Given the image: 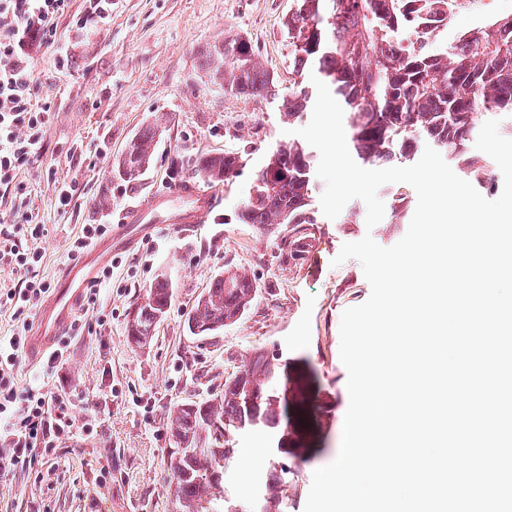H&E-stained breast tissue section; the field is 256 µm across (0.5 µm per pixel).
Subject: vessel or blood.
<instances>
[{
    "label": "vessel or blood",
    "instance_id": "vessel-or-blood-1",
    "mask_svg": "<svg viewBox=\"0 0 512 512\" xmlns=\"http://www.w3.org/2000/svg\"><path fill=\"white\" fill-rule=\"evenodd\" d=\"M179 199L190 200V207H176ZM220 202L218 193L187 183L166 195H151L128 206L118 224L113 225L111 235L96 242L76 265L66 269L53 294L41 304L35 329L27 341L30 360H40L60 336L69 332L81 309L85 290L96 279L104 258L112 252L131 249L140 237L150 234L154 229L153 213L164 212L166 222L181 226L189 234Z\"/></svg>",
    "mask_w": 512,
    "mask_h": 512
}]
</instances>
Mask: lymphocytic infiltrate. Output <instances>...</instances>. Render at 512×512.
I'll use <instances>...</instances> for the list:
<instances>
[{
    "mask_svg": "<svg viewBox=\"0 0 512 512\" xmlns=\"http://www.w3.org/2000/svg\"><path fill=\"white\" fill-rule=\"evenodd\" d=\"M69 0H0V186L13 188L18 171L35 163L44 151V134L51 121L49 106L32 98L31 52L53 35L55 21ZM16 263L26 271L18 287L1 302L16 314L31 310L48 292L39 276L38 252L12 249ZM28 324L0 341V474L26 469L36 457L53 455L58 444L73 433L70 398L36 387L17 394L9 373L25 352Z\"/></svg>",
    "mask_w": 512,
    "mask_h": 512,
    "instance_id": "1",
    "label": "lymphocytic infiltrate"
}]
</instances>
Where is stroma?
Instances as JSON below:
<instances>
[{
    "instance_id": "stroma-1",
    "label": "stroma",
    "mask_w": 512,
    "mask_h": 512,
    "mask_svg": "<svg viewBox=\"0 0 512 512\" xmlns=\"http://www.w3.org/2000/svg\"><path fill=\"white\" fill-rule=\"evenodd\" d=\"M81 0H69L51 40L36 48L35 95L50 105L45 150L16 181L27 205L17 211L12 189L0 187V228L23 248L42 252L40 274L57 285L74 265L70 244L86 224L117 222L142 196L163 194L176 181L208 189L195 172L205 154L242 155L239 174L221 184L219 209L186 236L173 224L159 225L130 251L113 253L112 281L94 308L80 313L93 331L71 337L59 371L22 361L12 375L17 390L35 385L66 393L76 429L51 458L26 470L0 475V512H172L174 492L168 456L174 446L171 413L186 401L220 391L227 376L243 369L260 348L287 367L291 414L288 481L279 512H303L312 474L328 465L341 443L349 405L347 370L340 359L343 311L365 302L371 288L361 264L334 265L342 245L372 236L383 247L406 233L416 209L415 190L405 183L378 191L383 219L366 226V207L351 200L336 219L319 205L324 190L314 179L311 247L304 259L288 254L282 233H267L238 220L253 191L256 172L288 141V126L275 100L233 93L206 78L199 51L241 37L274 73L279 95L296 89L284 23L295 0H112L109 20L75 33L71 19ZM71 57L69 71L55 66L59 49ZM160 129L151 165L138 181L125 182L113 164L142 128ZM76 183L69 210L56 205L57 189ZM43 224L31 238L26 219ZM237 270L255 279L259 291L238 322L204 337L187 326L196 300L213 278ZM174 285L168 311L147 346L127 343V314L158 276ZM269 458L250 473L239 465L224 472L228 496L244 512L266 492Z\"/></svg>"
}]
</instances>
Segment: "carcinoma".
Masks as SVG:
<instances>
[{
    "instance_id": "1",
    "label": "carcinoma",
    "mask_w": 512,
    "mask_h": 512,
    "mask_svg": "<svg viewBox=\"0 0 512 512\" xmlns=\"http://www.w3.org/2000/svg\"><path fill=\"white\" fill-rule=\"evenodd\" d=\"M285 22L298 89L282 98L281 112L292 122L314 99L306 85L312 73L325 83L346 114L350 142L365 164L409 158L427 141L460 163L470 180L487 183L490 161L470 156L468 143L488 120L512 117V24L496 26L469 47L450 46L431 53L422 42L397 40L407 13L398 0H296ZM202 69L213 81L243 96H276L274 75L263 68L255 49L242 39L201 51ZM157 130L143 129L118 162V175L132 182L147 170ZM315 158L303 144L288 141L257 172L253 192L238 219L265 231L289 226L290 256L309 247L311 183ZM243 167L234 153L205 155L195 168L209 183L228 181ZM258 292L244 274L227 273L212 281L196 302L188 322L218 330L239 321ZM173 297V285L157 279L128 317V342L139 347L155 329ZM278 366L256 348L244 369L224 380V389L201 402L177 407L170 431V455L177 512H212L222 500L211 480L216 457L234 463L235 435L267 429L279 435L276 453L288 454V403L278 400ZM288 469L272 473L264 512H273Z\"/></svg>"
}]
</instances>
